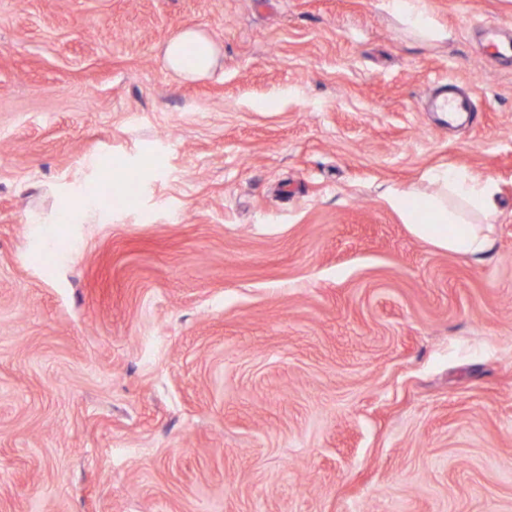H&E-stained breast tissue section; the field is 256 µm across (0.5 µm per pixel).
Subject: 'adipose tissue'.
Instances as JSON below:
<instances>
[{"label": "adipose tissue", "instance_id": "1", "mask_svg": "<svg viewBox=\"0 0 512 512\" xmlns=\"http://www.w3.org/2000/svg\"><path fill=\"white\" fill-rule=\"evenodd\" d=\"M163 55L170 69L197 78L213 70L217 47L203 33L185 29L167 42ZM431 181V193L391 189L389 205L404 216L415 237L452 253L484 254L491 243L487 225L497 213L494 185L448 167L433 174Z\"/></svg>", "mask_w": 512, "mask_h": 512}]
</instances>
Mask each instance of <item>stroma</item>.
<instances>
[{"instance_id":"stroma-1","label":"stroma","mask_w":512,"mask_h":512,"mask_svg":"<svg viewBox=\"0 0 512 512\" xmlns=\"http://www.w3.org/2000/svg\"><path fill=\"white\" fill-rule=\"evenodd\" d=\"M426 2L0 0V512H512V0ZM446 165L483 256L386 201ZM420 2V0H390L389 5L393 13L406 21L413 30L420 34H432L434 32L432 21ZM164 61L173 71L186 78L211 73L216 63V44L203 33L185 29L176 33L165 45ZM439 108L442 112H453L461 115L476 110L475 101L472 97L460 96L451 85H444L441 88Z\"/></svg>"}]
</instances>
